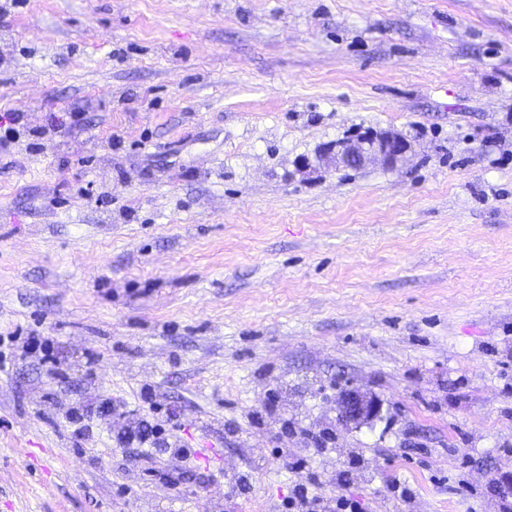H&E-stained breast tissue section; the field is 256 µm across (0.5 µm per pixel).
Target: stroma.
Returning a JSON list of instances; mask_svg holds the SVG:
<instances>
[{
  "label": "stroma",
  "mask_w": 512,
  "mask_h": 512,
  "mask_svg": "<svg viewBox=\"0 0 512 512\" xmlns=\"http://www.w3.org/2000/svg\"><path fill=\"white\" fill-rule=\"evenodd\" d=\"M1 5L0 512H512V0ZM410 151L411 144L399 133L363 131L323 145L315 155V162L336 171L345 167L363 168L377 162L396 166L407 159ZM379 403L357 390L343 394L338 404L339 420L347 424H360L378 415Z\"/></svg>",
  "instance_id": "stroma-1"
}]
</instances>
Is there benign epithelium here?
Listing matches in <instances>:
<instances>
[{
  "label": "benign epithelium",
  "instance_id": "benign-epithelium-1",
  "mask_svg": "<svg viewBox=\"0 0 512 512\" xmlns=\"http://www.w3.org/2000/svg\"><path fill=\"white\" fill-rule=\"evenodd\" d=\"M411 144L399 133L391 131L358 132L336 143L322 146L315 155V163L327 169L345 167L363 168L380 162L395 166L404 162ZM379 403L357 390L343 394L338 404L339 420L345 424H360L378 415Z\"/></svg>",
  "mask_w": 512,
  "mask_h": 512
}]
</instances>
